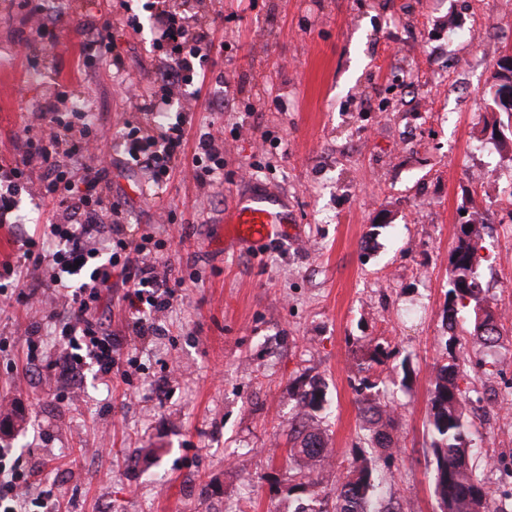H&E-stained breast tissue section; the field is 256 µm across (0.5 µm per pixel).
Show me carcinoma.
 <instances>
[{
  "instance_id": "carcinoma-1",
  "label": "carcinoma",
  "mask_w": 512,
  "mask_h": 512,
  "mask_svg": "<svg viewBox=\"0 0 512 512\" xmlns=\"http://www.w3.org/2000/svg\"><path fill=\"white\" fill-rule=\"evenodd\" d=\"M483 248L481 236L460 228L455 247L448 256V290L444 313L451 320L445 342L446 363L436 367L431 381L428 454L434 465V493L441 512H505L495 505L490 488L474 461L477 453L473 422L466 413L472 403L469 391L461 388L463 376L459 338L455 334L459 315H470L469 335L486 348L496 347L501 339L498 314L490 309L478 320L482 305V282L474 257ZM362 384L373 394L362 400L360 415L369 432L368 448L378 454L397 452L393 439L395 418L381 399L379 382L365 376ZM295 415L291 430L298 443L288 449L285 487L288 498L296 502L293 512H397L385 500L376 465L363 459L347 470L336 492L320 495L312 490L313 475L325 466L331 452L318 426L317 413L326 409L328 400L319 381L311 379L295 384Z\"/></svg>"
}]
</instances>
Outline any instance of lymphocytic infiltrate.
I'll use <instances>...</instances> for the list:
<instances>
[{"mask_svg":"<svg viewBox=\"0 0 512 512\" xmlns=\"http://www.w3.org/2000/svg\"><path fill=\"white\" fill-rule=\"evenodd\" d=\"M148 8L164 70L159 97L143 99L139 109L155 112L168 104L176 88L200 77L210 41L208 25L191 11L190 0H150ZM185 125L179 114L162 137L137 129L127 134L125 152L148 173L152 187L170 179L186 143ZM23 136L26 149L20 157L0 158V224L11 223L19 186L28 183L32 172L41 171L40 195L51 206L46 222L56 243L49 248L38 237L25 236L26 255L51 270L49 277L39 280V288L66 302L63 323L69 360L96 364L102 375H111L116 344L101 334L96 315L113 274H120L126 288L124 300L136 336L147 335L152 317L169 306L171 286L148 255L147 236L124 233L123 213L109 197L108 169L88 163L75 166L60 136L48 137L30 127ZM193 164L199 185L223 175V139L201 134Z\"/></svg>","mask_w":512,"mask_h":512,"instance_id":"1","label":"lymphocytic infiltrate"}]
</instances>
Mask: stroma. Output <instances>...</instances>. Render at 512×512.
<instances>
[{"mask_svg": "<svg viewBox=\"0 0 512 512\" xmlns=\"http://www.w3.org/2000/svg\"><path fill=\"white\" fill-rule=\"evenodd\" d=\"M0 0V155L21 149L24 125H41L56 87L93 116L103 137L95 161L110 170L112 201L128 228L165 241L160 263L185 280L138 338L122 300L104 291L106 330L123 341L111 378L95 366L46 370L62 338L57 301L28 305L0 292V404L24 423L0 448L32 496L60 512H293L282 490L296 380L318 378L331 404L320 423L335 461L333 488L366 433L360 364L374 366L399 422V454L383 470L400 512H440L426 430L433 368L445 362L448 254L471 198L488 203L484 303L512 304V154L492 139L502 113L480 110L502 52L512 49V0H195L214 21L204 84L186 86L184 152L162 188L145 181L121 148L136 127L159 134L136 94L156 91L159 59L146 0H62L59 42L32 39L29 6ZM138 15L117 32L123 66L79 68L81 29ZM498 40L496 52L483 47ZM224 98L213 111V96ZM432 100V111L418 99ZM222 133L224 180L199 189L195 139ZM497 176L474 188L470 173ZM38 183L17 196L21 225L0 224V264L23 265V234L46 233ZM264 190L288 202V233L254 245L227 236L240 196ZM39 327L30 359L19 326ZM467 360L478 463L497 501L512 504V322L486 350L455 329Z\"/></svg>", "mask_w": 512, "mask_h": 512, "instance_id": "obj_1", "label": "stroma"}]
</instances>
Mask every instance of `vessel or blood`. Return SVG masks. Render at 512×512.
I'll return each mask as SVG.
<instances>
[{"label":"vessel or blood","instance_id":"obj_1","mask_svg":"<svg viewBox=\"0 0 512 512\" xmlns=\"http://www.w3.org/2000/svg\"><path fill=\"white\" fill-rule=\"evenodd\" d=\"M225 221L232 224L236 241L250 244L282 233L292 216L287 205L275 198L252 194L236 200Z\"/></svg>","mask_w":512,"mask_h":512}]
</instances>
